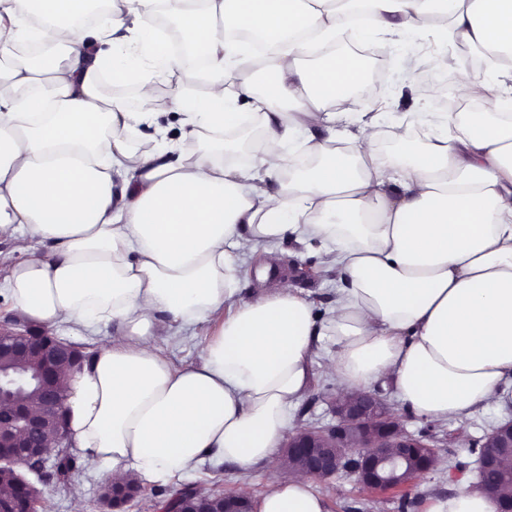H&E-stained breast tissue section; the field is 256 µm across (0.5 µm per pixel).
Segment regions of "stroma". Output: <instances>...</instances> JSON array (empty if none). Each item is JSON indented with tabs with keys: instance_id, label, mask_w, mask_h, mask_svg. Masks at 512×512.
<instances>
[{
	"instance_id": "stroma-1",
	"label": "stroma",
	"mask_w": 512,
	"mask_h": 512,
	"mask_svg": "<svg viewBox=\"0 0 512 512\" xmlns=\"http://www.w3.org/2000/svg\"><path fill=\"white\" fill-rule=\"evenodd\" d=\"M355 40L359 44L379 46L384 50L381 72L386 77V87L381 93V104L383 111L389 114L410 118L427 109L407 70V61L412 56L448 57V65L436 66L431 70L428 84L434 97L447 95L449 79L458 75L452 65L458 56V46L436 29H429L401 41H386L375 29L368 27L358 32ZM278 249L284 253L285 258L282 267L277 270L263 271L260 261L245 259L239 282L243 296L254 295L265 284H273L283 279L308 296L317 314H325L336 297L338 274L329 268L323 255L304 250L291 242L279 244ZM209 332L210 326L206 323L189 330L174 328L156 337L155 344L174 367L181 368L201 361ZM312 372L308 391L291 411L293 423L299 427L325 422L331 418L323 395L327 386L335 384L336 379L330 370V359L326 350H315ZM376 388L392 409L404 417L411 432L423 435L448 433L449 441L438 448L437 455L452 462H461L462 467L450 470L444 479L428 472L413 480L410 494L412 505L404 511L400 510L399 501L393 494L367 491L361 487L355 475L345 471L326 480L313 481L314 490L327 500L330 512H425L431 498L454 492L459 483L476 486L478 452L472 448L471 443L504 420L512 418V406L493 405L477 409L461 420L435 423L408 412L397 398L390 382L377 383ZM277 476V471L268 464L256 466L244 474L228 464L216 466L206 462L185 481L180 479L167 484L142 482L140 493L126 505L125 512H156L157 503L175 497L188 483H206L211 488L244 493L254 499L260 495L265 484ZM102 484L97 465L76 459L66 484L61 485L53 480L40 482L43 501L39 512H98ZM75 485L84 488L83 502H75L71 496V488Z\"/></svg>"
}]
</instances>
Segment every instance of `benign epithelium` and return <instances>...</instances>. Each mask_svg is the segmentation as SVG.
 Segmentation results:
<instances>
[{"label":"benign epithelium","mask_w":512,"mask_h":512,"mask_svg":"<svg viewBox=\"0 0 512 512\" xmlns=\"http://www.w3.org/2000/svg\"><path fill=\"white\" fill-rule=\"evenodd\" d=\"M34 360L42 365L37 373L5 372L0 369V470L14 475L15 492L0 494V512H35L43 492L21 472L26 469L43 478L55 477L60 460L72 444L68 394L56 379V369L67 364L82 371L81 348L47 332L25 327L0 329V358ZM35 388L39 405L32 409L23 400L24 391ZM332 420L301 426L283 443L289 457L298 461L297 470L315 479L336 475L344 468L342 450L361 454L360 483L369 491L400 492L407 483L399 472L416 449L428 448L419 472L429 471L435 453L431 442L410 432L403 419L376 390L342 399L328 394Z\"/></svg>","instance_id":"7a95c632"}]
</instances>
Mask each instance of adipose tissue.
I'll return each mask as SVG.
<instances>
[{
    "label": "adipose tissue",
    "mask_w": 512,
    "mask_h": 512,
    "mask_svg": "<svg viewBox=\"0 0 512 512\" xmlns=\"http://www.w3.org/2000/svg\"><path fill=\"white\" fill-rule=\"evenodd\" d=\"M359 1L395 39L448 16L452 41L482 54V69L460 68L458 98L492 78L512 94V0H106L95 26L80 20L90 0H0V237L21 255L6 287L31 321L117 324L81 373L59 374L75 444L108 482L179 479L206 459L285 467L274 452L320 345L341 395L389 379L427 420L512 399V113L381 125L362 59L311 51L335 45ZM160 10L205 57L203 93L178 83ZM234 29L271 51L254 59ZM34 40L54 54L19 59ZM109 82L134 85L138 108ZM355 87L360 111H337ZM144 125L148 149L133 142ZM253 126L262 137L239 162L226 134ZM383 136L397 151L375 150ZM298 152L312 164L295 169ZM287 240L340 277L324 318L287 285L240 295L242 256L276 268ZM219 312L201 362L173 368L156 336ZM254 510L329 507L298 474L270 480ZM426 512L497 503L462 485Z\"/></svg>",
    "instance_id": "ef3b65f1"
}]
</instances>
